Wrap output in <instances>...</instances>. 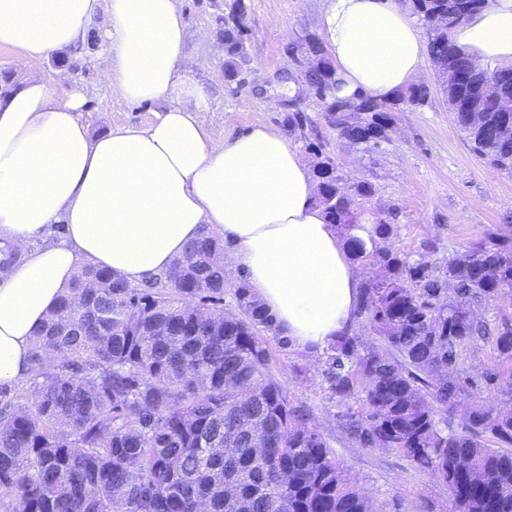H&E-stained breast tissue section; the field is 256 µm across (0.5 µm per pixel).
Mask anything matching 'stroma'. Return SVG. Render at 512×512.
Listing matches in <instances>:
<instances>
[{
	"label": "stroma",
	"mask_w": 512,
	"mask_h": 512,
	"mask_svg": "<svg viewBox=\"0 0 512 512\" xmlns=\"http://www.w3.org/2000/svg\"><path fill=\"white\" fill-rule=\"evenodd\" d=\"M225 0H178L190 37L185 70L204 87L209 108L198 118L216 138L256 124L282 128L284 116L301 109L317 116L321 107L306 83L289 44L319 34L325 0H246L250 61L242 82L224 77V54L217 51ZM95 50L68 49L33 62L54 86H78L85 94L84 117L92 132L139 127L151 119L155 104H129L113 96L92 63ZM417 84L429 101L398 113L390 140L376 150L339 137L326 124L318 131L348 181L365 180L375 188L368 211L392 213L397 248L416 252L422 241L436 240V259L446 262L495 224L512 225V175L492 168L475 154L448 111L431 61H424ZM271 364L289 399L308 408L311 423L327 439L347 473L375 502L378 512H450L446 486L431 473L416 470L399 453L360 448L338 425L321 376L318 357L293 347L269 344Z\"/></svg>",
	"instance_id": "1"
}]
</instances>
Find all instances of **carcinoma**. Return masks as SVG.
Returning a JSON list of instances; mask_svg holds the SVG:
<instances>
[{"label":"carcinoma","mask_w":512,"mask_h":512,"mask_svg":"<svg viewBox=\"0 0 512 512\" xmlns=\"http://www.w3.org/2000/svg\"><path fill=\"white\" fill-rule=\"evenodd\" d=\"M488 0H411L427 28L436 73L453 67L448 110L471 149L512 173V68L489 70L450 34ZM224 75L248 62L247 6L224 13ZM288 52L308 64L319 117L367 150L389 141L396 113L428 102L412 85L380 100L340 94L322 41ZM312 137L315 203L343 235L351 260L379 276L362 285L357 333L322 359L339 426L361 448L396 450L448 488L451 512H512V322L474 312L512 297V227L494 225L444 263L425 240L417 254L392 243L398 227L366 214L368 181L348 182L302 110L283 119ZM230 296L224 304V296ZM286 346L245 279L224 276V240L209 227L162 277L135 285L81 266L36 332L32 386L0 387V512H377L273 373L265 335ZM492 340L481 376L463 349ZM362 402L363 410L352 403ZM461 413V431L448 417ZM233 440L222 456L214 446Z\"/></svg>","instance_id":"cac0c4a2"}]
</instances>
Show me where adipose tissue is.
<instances>
[{
    "label": "adipose tissue",
    "mask_w": 512,
    "mask_h": 512,
    "mask_svg": "<svg viewBox=\"0 0 512 512\" xmlns=\"http://www.w3.org/2000/svg\"><path fill=\"white\" fill-rule=\"evenodd\" d=\"M326 2L319 27L344 93L387 98L413 82L427 47L402 0ZM103 11L106 84L162 110L144 127L94 135L83 91L29 66L82 44ZM450 38L512 67V0H492ZM187 39L177 0H0V47L28 70L0 95V247L22 252L0 268V383L27 384L34 331L82 264L147 282L205 226L291 345L316 353L356 326L360 276L314 202L308 164L265 125L207 133L206 92L182 68Z\"/></svg>",
    "instance_id": "ef3b65f1"
}]
</instances>
